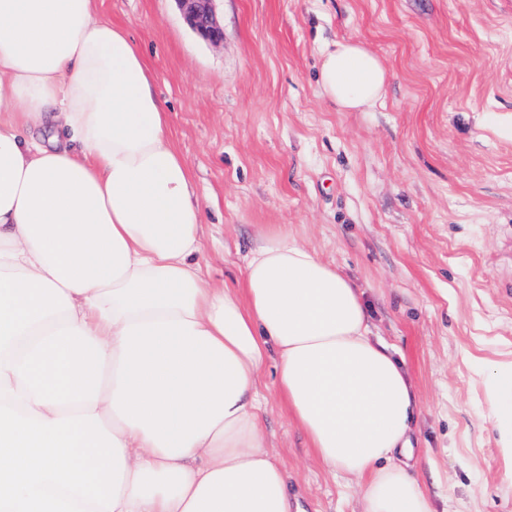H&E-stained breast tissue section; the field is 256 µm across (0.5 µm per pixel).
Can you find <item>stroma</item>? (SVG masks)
Instances as JSON below:
<instances>
[{
  "label": "stroma",
  "mask_w": 512,
  "mask_h": 512,
  "mask_svg": "<svg viewBox=\"0 0 512 512\" xmlns=\"http://www.w3.org/2000/svg\"><path fill=\"white\" fill-rule=\"evenodd\" d=\"M130 29L192 176L203 269L235 288L265 232L291 233L354 284L413 385L409 464L436 512H512L485 366L512 363V0H216L223 41L175 0H98ZM363 43L384 104L319 93L321 51ZM267 433L299 512H361L276 389Z\"/></svg>",
  "instance_id": "1"
}]
</instances>
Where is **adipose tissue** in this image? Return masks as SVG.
<instances>
[{
    "mask_svg": "<svg viewBox=\"0 0 512 512\" xmlns=\"http://www.w3.org/2000/svg\"><path fill=\"white\" fill-rule=\"evenodd\" d=\"M97 0H0V512H291L259 392L277 388L363 512H435L409 375L362 294L273 231L243 281L203 273L202 218L153 74ZM362 44L320 92L381 103Z\"/></svg>",
    "mask_w": 512,
    "mask_h": 512,
    "instance_id": "obj_1",
    "label": "adipose tissue"
}]
</instances>
